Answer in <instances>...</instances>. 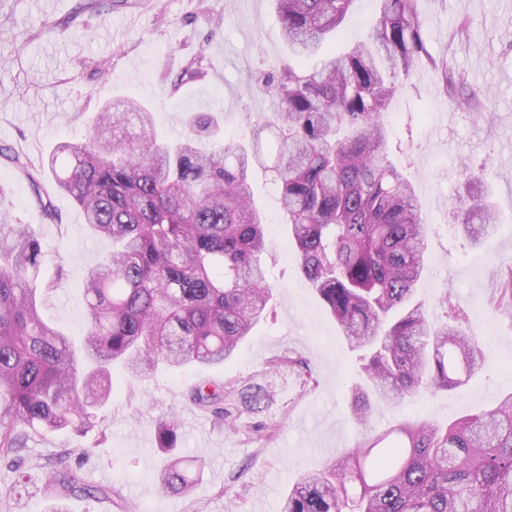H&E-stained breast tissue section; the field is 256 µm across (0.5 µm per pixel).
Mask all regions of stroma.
Returning a JSON list of instances; mask_svg holds the SVG:
<instances>
[{"instance_id":"1","label":"stroma","mask_w":512,"mask_h":512,"mask_svg":"<svg viewBox=\"0 0 512 512\" xmlns=\"http://www.w3.org/2000/svg\"><path fill=\"white\" fill-rule=\"evenodd\" d=\"M79 3L0 0V148L36 160L58 142L84 141L94 112L121 96L148 107L157 133L171 139L184 133L189 112L217 115L234 140L246 137L248 118L268 116L269 103L247 73L276 71L290 57L271 0H103L98 11ZM420 10L432 54L481 98L476 109H459L457 92L439 90L433 71L417 68L385 114L389 154L413 183L430 229L416 297L433 310L447 304L449 319L483 346L485 362L460 388L421 391L397 406L372 403L375 434L404 419L444 424L512 394V298L503 294L512 279V0H421ZM376 14V0H356L322 55L366 40ZM47 20L55 32H43ZM462 22L464 38L456 34ZM200 53L206 76L172 90L171 77ZM467 169L484 171L500 204L494 232L474 245L448 221V200ZM42 185L56 220L0 162V198L14 222L36 231L44 277L65 270L40 314L79 339L86 332L84 276L112 244L89 234L81 210L52 178ZM251 190L271 229L266 319L223 366L144 379L114 370L112 399L95 428L30 437L19 467L0 461V512H48L51 465L59 461L80 464L86 483L112 488L108 500L71 497L69 512H279L300 473L360 439L351 414L358 354L298 274L268 173L255 170ZM198 385L223 388V419L191 401ZM170 416L178 431L169 454L159 446L158 425ZM174 455L203 465L190 495L159 486L158 473Z\"/></svg>"}]
</instances>
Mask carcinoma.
<instances>
[{"mask_svg": "<svg viewBox=\"0 0 512 512\" xmlns=\"http://www.w3.org/2000/svg\"><path fill=\"white\" fill-rule=\"evenodd\" d=\"M294 62L258 78L270 117L248 122V142L220 139L217 119L189 121L175 143L153 113L117 98L97 113L89 138L60 142L34 161L1 150L56 218L41 178L81 209L112 251L84 282L88 331L76 345L41 318L59 282L41 285L43 252L28 224L0 213V455L31 434L88 431L110 401L112 367L146 376L212 367L233 358L272 297L264 254L267 224L253 206L250 176L278 186L288 247L350 348L361 352L369 393L352 416L368 422L369 397L401 403L419 388L456 389L482 367L484 351L461 325L437 324L415 300L427 225L409 182L389 158L384 114L412 71L429 66L448 91V65L430 53L419 0H377L367 41L310 67L355 0H274ZM206 76L205 56L187 60L173 88ZM456 234L477 242L494 223L483 174L464 173L448 205ZM223 391L199 386L209 406ZM299 476L281 512H512V394L495 408L445 427L406 420ZM174 419L158 428L175 447ZM201 473L181 458L159 474L163 492L184 495ZM54 506L68 496L112 498L66 469L53 478Z\"/></svg>", "mask_w": 512, "mask_h": 512, "instance_id": "1", "label": "carcinoma"}]
</instances>
